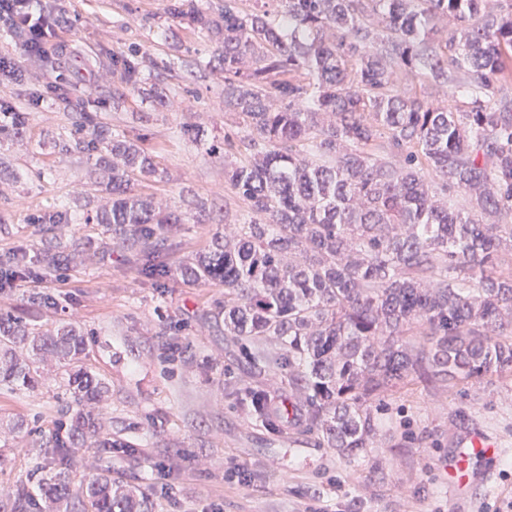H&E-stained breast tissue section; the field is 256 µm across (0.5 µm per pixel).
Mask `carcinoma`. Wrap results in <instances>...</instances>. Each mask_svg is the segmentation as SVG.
<instances>
[{
    "label": "carcinoma",
    "instance_id": "cac0c4a2",
    "mask_svg": "<svg viewBox=\"0 0 512 512\" xmlns=\"http://www.w3.org/2000/svg\"><path fill=\"white\" fill-rule=\"evenodd\" d=\"M169 16L199 33L224 21L213 61L224 72V111L240 119L247 159L227 172L246 204L231 232L177 273L224 284V336L250 344L257 375L288 370L309 429L354 458L370 447L376 417L401 384L431 375L452 390L512 370V0H169ZM448 38L435 37L438 27ZM19 58L0 56V74L28 62L34 87L46 79L42 56L22 29ZM155 65L136 50L112 52V72L145 93ZM431 77L455 84V108L398 90ZM72 130L53 141L65 154L112 164L108 211L85 223L112 227L143 253L141 273H169L152 245L186 216L134 192L155 177L153 155L77 104ZM25 116L3 106L0 140ZM26 255L0 253L9 288ZM65 260L39 253L49 273ZM283 346L278 357L264 346ZM94 340L72 323L46 333L0 312V387L33 390L49 356L72 398L41 445L54 461L37 478L40 512H152L150 497L110 468L72 488L78 448H126L98 439L90 411L107 383L84 366ZM26 349L31 355L18 353ZM16 512L31 496L0 490Z\"/></svg>",
    "mask_w": 512,
    "mask_h": 512
}]
</instances>
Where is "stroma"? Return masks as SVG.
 Segmentation results:
<instances>
[{"label":"stroma","instance_id":"35a3bbf8","mask_svg":"<svg viewBox=\"0 0 512 512\" xmlns=\"http://www.w3.org/2000/svg\"><path fill=\"white\" fill-rule=\"evenodd\" d=\"M69 29L51 56L52 89L30 109L31 88L0 79V100L25 113L22 130L0 143V161L19 174L0 183V252L25 249L31 282L0 293V308L38 330L79 324L99 342L90 362L111 394L102 434L126 445L97 454L127 481L147 491L155 512H506L512 502V373L486 377L449 392L418 379L396 390L378 416L371 448L354 459L323 445L315 432L257 421L254 391L288 394L279 374L255 375L250 353L227 345L216 304L222 284L192 285L175 272L155 284L141 277L132 251L100 224H58L53 232L35 215L68 209L95 214L111 208L109 173L88 156L63 154L54 138L68 135L70 102L97 115L152 153L160 178L138 181L135 193L178 207L187 221L161 243L170 267L195 260L242 212L224 167L243 159L224 134L236 129L224 110V74L209 67L215 41L172 21L166 0H54ZM137 47L156 61L144 83L154 96L126 90L112 73L109 53ZM69 253L92 249L93 262L71 260L40 273L44 246ZM51 305H31L29 293ZM70 405L61 376L45 365L33 392L0 391V427L24 418L22 432L0 438V484L16 483L44 465L37 451L45 432ZM492 435L501 452L469 461L481 480L453 501L445 469L461 444ZM247 470V484L226 482L228 469Z\"/></svg>","mask_w":512,"mask_h":512}]
</instances>
